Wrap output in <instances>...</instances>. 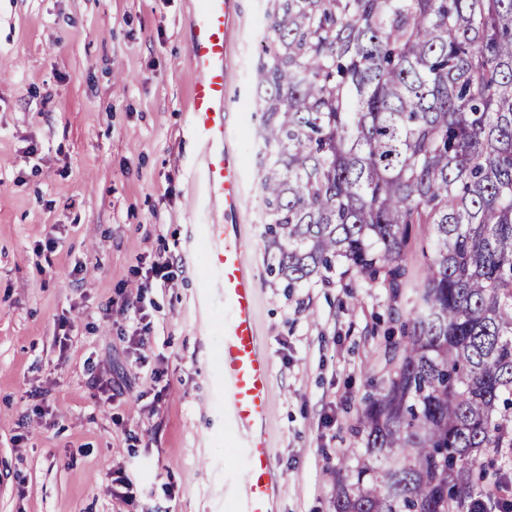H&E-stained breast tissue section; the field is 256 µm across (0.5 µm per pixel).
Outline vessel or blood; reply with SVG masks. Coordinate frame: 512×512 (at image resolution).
I'll use <instances>...</instances> for the list:
<instances>
[{
	"instance_id": "obj_1",
	"label": "vessel or blood",
	"mask_w": 512,
	"mask_h": 512,
	"mask_svg": "<svg viewBox=\"0 0 512 512\" xmlns=\"http://www.w3.org/2000/svg\"><path fill=\"white\" fill-rule=\"evenodd\" d=\"M232 0H200L189 17L187 63L193 74L191 128L202 146V176L210 206L240 215L244 172L228 142L232 97L226 77L228 18ZM207 280L224 297L223 342L218 369L224 384V422L235 431L232 474L235 512H277L282 478L270 436L271 359L257 322L258 283L247 261L242 227L213 222Z\"/></svg>"
}]
</instances>
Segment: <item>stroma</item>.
Here are the masks:
<instances>
[{"instance_id": "1", "label": "stroma", "mask_w": 512, "mask_h": 512, "mask_svg": "<svg viewBox=\"0 0 512 512\" xmlns=\"http://www.w3.org/2000/svg\"><path fill=\"white\" fill-rule=\"evenodd\" d=\"M231 147L245 165L258 324L272 361L278 512H333L377 456L358 434L392 374L433 244L415 225L398 298L358 274L283 288L267 272L250 109L268 0H236ZM199 0H0V512H233L235 437L217 369L202 148L189 125ZM170 262L165 285H147ZM142 302L141 348L125 319ZM133 475L131 504L112 494Z\"/></svg>"}]
</instances>
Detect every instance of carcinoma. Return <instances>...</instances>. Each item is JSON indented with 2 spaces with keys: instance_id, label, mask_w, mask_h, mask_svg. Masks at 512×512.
Segmentation results:
<instances>
[{
  "instance_id": "1",
  "label": "carcinoma",
  "mask_w": 512,
  "mask_h": 512,
  "mask_svg": "<svg viewBox=\"0 0 512 512\" xmlns=\"http://www.w3.org/2000/svg\"><path fill=\"white\" fill-rule=\"evenodd\" d=\"M256 67L270 271L342 264L397 298L433 226L388 387L360 417L382 471L336 512L493 505L484 453L512 448V0H269Z\"/></svg>"
}]
</instances>
